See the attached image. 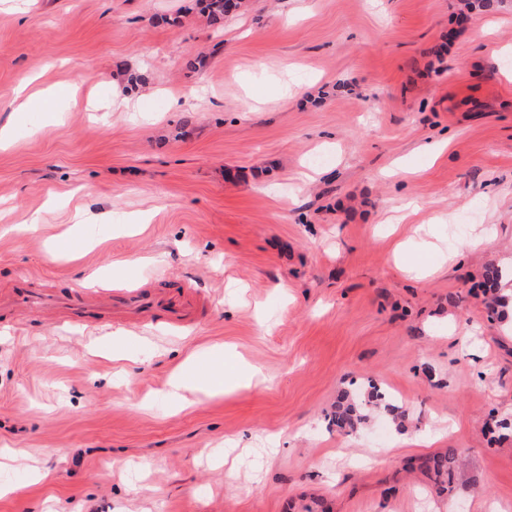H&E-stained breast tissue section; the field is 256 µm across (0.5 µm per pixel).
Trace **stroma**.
I'll use <instances>...</instances> for the list:
<instances>
[{"label":"stroma","mask_w":512,"mask_h":512,"mask_svg":"<svg viewBox=\"0 0 512 512\" xmlns=\"http://www.w3.org/2000/svg\"><path fill=\"white\" fill-rule=\"evenodd\" d=\"M4 126L0 291L136 274L200 306L178 332L0 312V512H512L483 286L512 270V0H249L219 34L196 0H0ZM214 344L265 383L178 407ZM368 380L403 427H336ZM451 448L445 493L417 464Z\"/></svg>","instance_id":"1"}]
</instances>
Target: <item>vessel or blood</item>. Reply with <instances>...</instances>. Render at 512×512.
I'll return each mask as SVG.
<instances>
[{"label":"vessel or blood","mask_w":512,"mask_h":512,"mask_svg":"<svg viewBox=\"0 0 512 512\" xmlns=\"http://www.w3.org/2000/svg\"><path fill=\"white\" fill-rule=\"evenodd\" d=\"M112 307L118 314H134L150 322L180 327L190 322L199 306L192 288L165 296L157 290L135 283L121 286L78 287L67 296L47 288L35 287L31 278L17 281L9 294L0 299V308L12 312L46 311L57 320L77 326H94L99 309Z\"/></svg>","instance_id":"obj_1"}]
</instances>
